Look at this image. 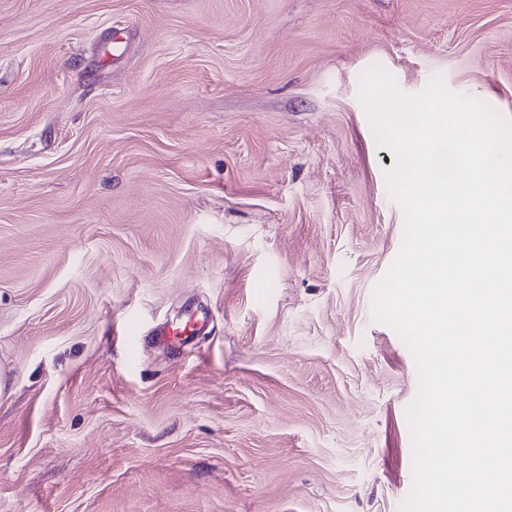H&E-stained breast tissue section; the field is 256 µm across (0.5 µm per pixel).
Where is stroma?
I'll return each instance as SVG.
<instances>
[{"instance_id": "35a3bbf8", "label": "stroma", "mask_w": 512, "mask_h": 512, "mask_svg": "<svg viewBox=\"0 0 512 512\" xmlns=\"http://www.w3.org/2000/svg\"><path fill=\"white\" fill-rule=\"evenodd\" d=\"M375 65L512 125V0H0V512H400ZM206 326V318L191 316L180 324H164L159 327L152 336L158 342L168 346H186L195 336H198Z\"/></svg>"}]
</instances>
